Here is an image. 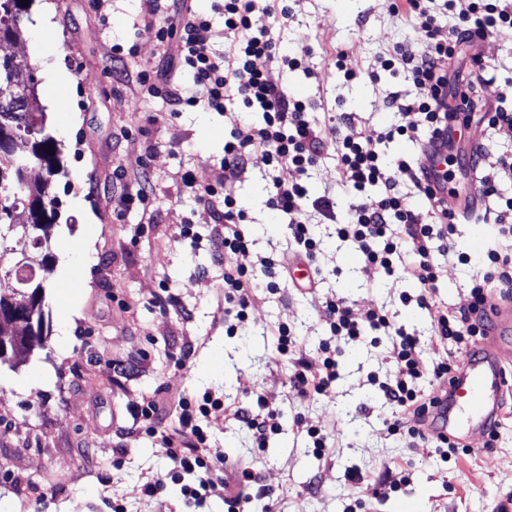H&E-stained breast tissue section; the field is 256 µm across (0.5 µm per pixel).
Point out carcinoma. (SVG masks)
<instances>
[{"mask_svg": "<svg viewBox=\"0 0 512 512\" xmlns=\"http://www.w3.org/2000/svg\"><path fill=\"white\" fill-rule=\"evenodd\" d=\"M29 7L22 0H0V43L10 45L22 39V20ZM0 81L13 83L22 92L16 99L0 100V129L16 134H26L37 128L43 130L33 145L31 165L45 170L42 178L31 182L21 177L14 159L0 150V254L15 250V246H30L32 256L39 259L33 264L28 283L23 289L37 292L33 309L35 318L45 319L46 274L52 271L53 257H44L49 251L48 229L57 216V200L49 194L53 177L59 174L58 142L46 127L45 112L40 104L37 81L33 70L0 46ZM30 205L39 213L38 221L28 225V230L11 229L16 223L17 211Z\"/></svg>", "mask_w": 512, "mask_h": 512, "instance_id": "1", "label": "carcinoma"}]
</instances>
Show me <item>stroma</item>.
Returning <instances> with one entry per match:
<instances>
[{
	"instance_id": "obj_1",
	"label": "stroma",
	"mask_w": 512,
	"mask_h": 512,
	"mask_svg": "<svg viewBox=\"0 0 512 512\" xmlns=\"http://www.w3.org/2000/svg\"><path fill=\"white\" fill-rule=\"evenodd\" d=\"M49 24L40 16L46 0H34L24 20L23 40L13 54L27 61L38 81L46 123L61 150V169L50 187L58 218L50 230L55 262L46 281V349L16 365L0 366V512H225L220 496L203 506L186 503L181 480L157 434L131 435L143 397L156 395L166 411L180 399L210 392L223 401L200 424L215 452L233 468L248 470L252 482L243 497L270 490L272 512H499L512 483V395L494 448L486 435L466 440L472 453L442 461L434 448H410L390 434L396 416L379 389L393 372L390 341L368 330L362 342H337L340 377L331 391L303 401L290 390L292 360L277 349L274 329L296 327L306 359H317L328 330L319 318L325 299H346L355 314L368 302L383 306L397 325L417 332L426 359L444 352L427 312L404 304L421 285L400 275L366 280L352 242L337 239L335 224L315 210L307 220L322 241L318 258L322 286L316 292L293 287L268 293L257 278L258 299L251 324L236 334L224 328V267L213 260V218L181 180L214 183L229 137L227 112L257 126L261 113L228 103L226 112L202 108L171 111L144 94L141 71L164 66V49L153 30L164 25L165 10L152 0H53ZM292 16L276 26L280 53L300 59L295 68L262 58L289 93L309 103L321 129H351L386 161L414 160L420 137L384 139L400 122L389 108L397 93H420L404 72H380L376 60L396 45H413L418 21L390 11V0H282ZM127 48L128 76L112 77V46ZM344 49L343 69L332 62ZM479 53L484 76L475 81L473 103L484 112L512 89V26L498 27L476 50H463L451 70L471 78L472 53ZM353 79H345L344 70ZM472 79V78H471ZM337 159L325 152L310 168L309 199H336L337 221H345L355 196L338 182ZM147 174L153 195L147 206L121 207L139 174ZM270 177L260 156L235 180L242 226L259 254L288 256V218L257 208ZM192 223L196 240L179 236ZM457 257L437 255V294L449 312L468 304L467 285L485 273L482 254L470 251L463 229L451 236ZM274 396L281 428L257 446L251 433L224 417V404L256 411L255 390ZM307 425L324 428L328 446L314 454ZM399 467L408 481L383 486L387 469ZM164 477V489L142 495L149 479Z\"/></svg>"
}]
</instances>
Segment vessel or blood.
<instances>
[{
    "label": "vessel or blood",
    "mask_w": 512,
    "mask_h": 512,
    "mask_svg": "<svg viewBox=\"0 0 512 512\" xmlns=\"http://www.w3.org/2000/svg\"><path fill=\"white\" fill-rule=\"evenodd\" d=\"M486 325L485 342L462 355L453 384L436 392L435 431L461 438L489 432L497 421L507 389L503 363L512 359V304L490 306Z\"/></svg>",
    "instance_id": "vessel-or-blood-1"
}]
</instances>
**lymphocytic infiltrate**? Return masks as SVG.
<instances>
[{
  "mask_svg": "<svg viewBox=\"0 0 512 512\" xmlns=\"http://www.w3.org/2000/svg\"><path fill=\"white\" fill-rule=\"evenodd\" d=\"M433 2L391 0L394 14L418 19V36L415 47H395L379 57L378 63L384 70L409 72L414 84L423 90L422 95L410 99L392 97L391 107L403 117L402 124L394 127V134L411 136L421 131L430 142L474 123L487 128L512 127V110L498 107L477 116L468 112L458 102L460 90L452 89L448 78L453 60L461 53V44L476 46L498 26H512V0H444L445 8L455 12L459 19L457 27L444 40L437 37ZM215 8L224 17L235 68H225L222 56L211 44V24L193 8L191 0H167L169 21L156 28L154 36L165 48L169 67L191 73L194 91L185 94L162 74L154 80L142 75L140 84L175 107L201 106L220 112L226 97L233 94L245 107L263 114L261 125H233L224 143L221 173L213 184L199 188L191 174L182 177L184 185L195 188L199 200L219 218L211 241L218 246L217 261L224 265L227 334L237 333L248 324L256 298L253 281L257 274L267 277V289L271 292L278 290L280 282L291 279L289 267L280 260L253 256L250 240L239 229L246 213L239 205L232 176L246 171L253 155L261 156L267 169L274 173L268 205L289 216V241L294 255L312 264L321 252V242L305 217L308 191L300 178L325 148H333L340 183L359 195L346 222L337 225V238L356 244L366 279L399 272L422 285L423 291L415 301L428 312L436 336L451 342L453 349L432 363H425L418 337L397 327L387 312L372 302L358 318L345 299L331 296L322 304L320 319L331 336L347 342L359 341L369 328L390 336L389 357L395 371L391 379L380 385L386 402L397 411L390 432L407 433L412 448L432 443L458 454L459 442L428 428L437 400L433 394L419 389L418 381L427 373L435 385L451 382L461 355L486 336L484 311L489 291L496 289L503 297L512 296V197L506 199L504 207L486 212V219L498 226L500 245L486 254L487 272L472 280L467 307L460 313H450L433 293L440 266L433 257L431 244L440 241L443 253H453L454 246L448 237L455 220L451 214L435 208V193L424 166H413L402 159L385 163L374 145L358 141L349 132L334 130L322 134L309 118L307 102L290 95L270 71L255 67L254 61L260 57L297 67V58L278 54L271 25L272 20L287 19V9L278 8L272 0H217ZM283 168L294 169L297 180L285 182L276 178V171ZM403 179L410 180L432 204L430 221H423L400 193L398 184ZM376 185L383 186V194L376 198L366 196V188ZM275 334L279 353L293 358L289 385L297 397L311 400L328 394L339 378V363L330 346H323L320 360L311 362L301 357L299 337L292 327L280 324ZM256 402L259 412L253 416L239 407L223 405L221 398L208 392L201 398L182 402L178 438L165 436L160 444L172 464L173 474L184 480L182 493L186 499L201 505L208 497L219 495L228 512H240L244 500L234 494L224 479V457L213 452L198 420L208 416L212 409L223 408L225 416L252 431L262 446L269 434L279 431V414L272 399L264 393H257Z\"/></svg>",
  "mask_w": 512,
  "mask_h": 512,
  "instance_id": "1",
  "label": "lymphocytic infiltrate"
}]
</instances>
